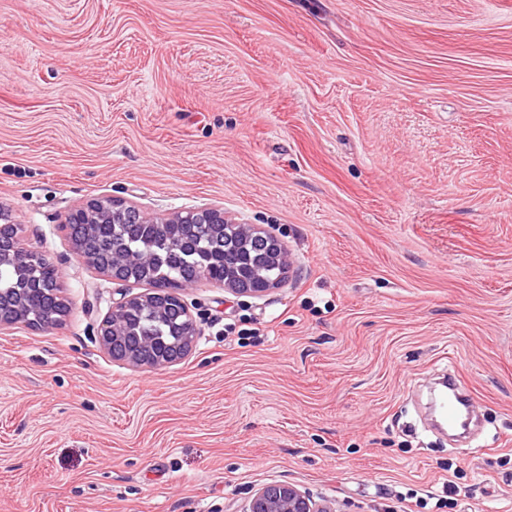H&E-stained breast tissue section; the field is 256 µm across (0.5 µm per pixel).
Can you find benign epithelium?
<instances>
[{"instance_id": "benign-epithelium-1", "label": "benign epithelium", "mask_w": 512, "mask_h": 512, "mask_svg": "<svg viewBox=\"0 0 512 512\" xmlns=\"http://www.w3.org/2000/svg\"><path fill=\"white\" fill-rule=\"evenodd\" d=\"M139 211L116 198L93 199L82 207L66 213L62 224H81L83 230L73 242L75 255L92 264V254L86 250V240L91 237L97 224H124L133 219ZM151 223L169 236L180 239L188 234L197 235L199 231L212 232L226 227L241 240L240 249H247V244L261 239L267 242L265 257L277 263L283 269V275L290 273L292 262L288 252L278 249L281 240L272 231L251 224H237L224 210L218 208H191L176 213L171 217H156ZM11 263L21 268L29 278L37 277L44 267L52 266L48 255L35 249H29L20 243L17 225L10 215L0 209V264ZM196 278L177 280L171 288H153L148 292L133 293L130 289H120V297L112 302L110 312L97 327V336L103 349L116 360L124 361L135 367L156 368L177 362L188 356L196 345L200 332L194 319L186 296L198 287ZM224 289L237 294L259 297L280 287L276 281H268L260 275V267L245 269L242 262L227 264L224 267V279L219 281ZM133 306H146L156 314H165L175 309L183 317L186 336L181 347L155 361L144 357L146 345L142 342L131 343L126 336L123 314ZM14 320L34 328H48L57 324L52 315L42 313L37 299L24 293V290L12 288L0 290V325ZM246 512H335V509L317 503L313 497L288 483H274L255 492Z\"/></svg>"}]
</instances>
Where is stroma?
I'll return each instance as SVG.
<instances>
[{"instance_id": "stroma-1", "label": "stroma", "mask_w": 512, "mask_h": 512, "mask_svg": "<svg viewBox=\"0 0 512 512\" xmlns=\"http://www.w3.org/2000/svg\"><path fill=\"white\" fill-rule=\"evenodd\" d=\"M97 197L273 227L292 271L201 285L195 350L132 367L61 224ZM0 206L69 306L0 329V512H512V0H0ZM449 365L475 450L410 401ZM288 483H274L255 492L246 512H335Z\"/></svg>"}]
</instances>
